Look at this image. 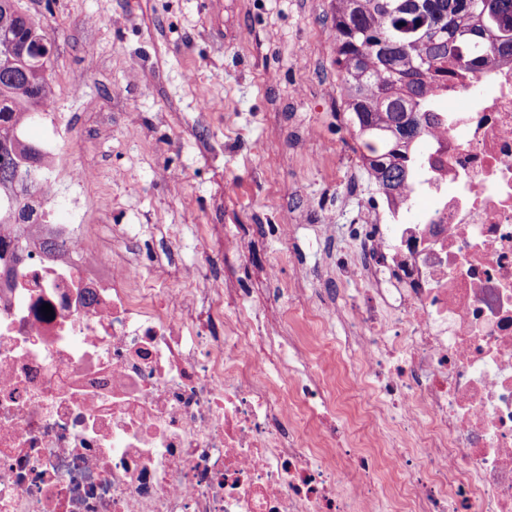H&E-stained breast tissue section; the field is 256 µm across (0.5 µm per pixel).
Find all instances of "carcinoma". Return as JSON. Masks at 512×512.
<instances>
[{"instance_id": "cac0c4a2", "label": "carcinoma", "mask_w": 512, "mask_h": 512, "mask_svg": "<svg viewBox=\"0 0 512 512\" xmlns=\"http://www.w3.org/2000/svg\"><path fill=\"white\" fill-rule=\"evenodd\" d=\"M339 81L364 164L381 194L413 176L434 97L448 75L472 68L501 43L512 44V0H333ZM29 32L15 0H0V41ZM53 98L35 63L0 51V225L11 206L36 210L31 198L51 169L29 125Z\"/></svg>"}]
</instances>
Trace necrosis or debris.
Returning <instances> with one entry per match:
<instances>
[{
    "label": "necrosis or debris",
    "instance_id": "obj_1",
    "mask_svg": "<svg viewBox=\"0 0 512 512\" xmlns=\"http://www.w3.org/2000/svg\"><path fill=\"white\" fill-rule=\"evenodd\" d=\"M433 113L355 294L289 291L335 343L202 265L147 272L137 224L0 251V512H512V52Z\"/></svg>",
    "mask_w": 512,
    "mask_h": 512
}]
</instances>
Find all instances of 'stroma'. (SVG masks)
<instances>
[{
  "instance_id": "35a3bbf8",
  "label": "stroma",
  "mask_w": 512,
  "mask_h": 512,
  "mask_svg": "<svg viewBox=\"0 0 512 512\" xmlns=\"http://www.w3.org/2000/svg\"><path fill=\"white\" fill-rule=\"evenodd\" d=\"M54 44L51 114L30 136L57 155L55 224H176L177 238L142 244L145 264L167 251L204 262L251 312L276 306L303 330L284 283L299 270L339 273L357 248L352 226L378 191L340 90L331 0H16ZM315 131L328 156L308 169L292 127ZM89 169L74 189L67 166ZM181 172L180 185L169 175ZM332 223L317 231L323 214ZM294 223L282 246L277 225ZM241 249L228 247V239ZM278 278H270V266Z\"/></svg>"
}]
</instances>
